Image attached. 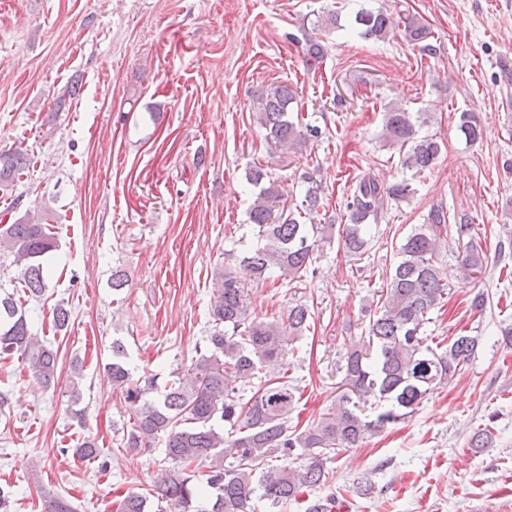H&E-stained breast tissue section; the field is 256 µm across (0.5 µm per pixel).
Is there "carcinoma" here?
Masks as SVG:
<instances>
[{
  "mask_svg": "<svg viewBox=\"0 0 512 512\" xmlns=\"http://www.w3.org/2000/svg\"><path fill=\"white\" fill-rule=\"evenodd\" d=\"M354 22L364 36L384 38L395 29L393 18L382 11L362 9ZM403 34L406 41L434 54L428 42L431 32L422 22L408 20ZM295 100V93L283 85L257 97V122L266 137L284 149L322 135L319 126L291 119L289 106ZM427 123L424 113L398 104L384 112L382 137L402 154V167L415 175L430 170L441 153L439 141L422 133ZM457 130L472 142L483 135L474 112L459 113ZM26 167L23 149L1 151L0 190L13 187ZM248 180L259 188L248 212L256 242L236 257L235 268L217 273L205 353L186 374L166 381L151 397L155 384L143 386L133 379L125 367L122 342L112 341L107 369L133 419L126 445L145 448L161 438L171 463L154 484L156 512H287L288 503L305 489L328 483L327 463L339 451L412 415L427 396L471 361L482 341L479 335L461 334L443 348L425 333L430 314L444 305L450 291L437 267L448 235V212L436 206L427 223L415 226L403 239L386 293L375 308L365 310L366 336L352 344L339 366L346 391L316 422L303 429L289 426L301 391L278 368L290 347L309 330L310 309L297 302L277 319L254 315L238 288V278L245 273L261 280L277 272L283 280L299 282L308 272L315 242L293 211L274 215L282 191L273 183L263 185L262 171L250 173ZM414 192L407 178L384 185L365 176L346 203L348 223L325 224L321 231L338 230L347 252L363 253L370 243L369 219H377L386 201L404 200ZM55 249L54 236L35 215L27 212L12 224H0V251L13 256L32 299L46 289L44 259ZM487 265L481 246L468 241L459 277L467 281ZM14 352L28 362L38 382L48 386L54 381L58 351L38 339L23 304L7 293L0 296V353ZM494 439V429L486 425L477 429L470 445L482 451ZM72 455L96 459L97 442L84 440ZM277 458L284 463L272 465ZM198 461L206 464L201 475L192 470ZM203 497L205 509L199 508ZM146 508L147 497L130 492L120 500L118 512H146Z\"/></svg>",
  "mask_w": 512,
  "mask_h": 512,
  "instance_id": "cac0c4a2",
  "label": "carcinoma"
}]
</instances>
